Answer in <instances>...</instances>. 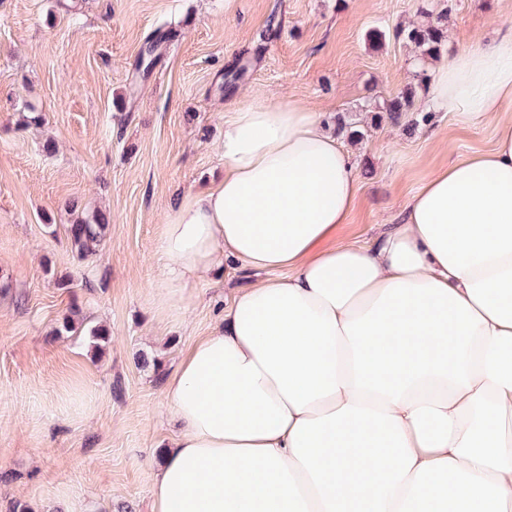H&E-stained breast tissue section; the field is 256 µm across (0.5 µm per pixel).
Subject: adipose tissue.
Returning <instances> with one entry per match:
<instances>
[{
    "label": "adipose tissue",
    "mask_w": 512,
    "mask_h": 512,
    "mask_svg": "<svg viewBox=\"0 0 512 512\" xmlns=\"http://www.w3.org/2000/svg\"><path fill=\"white\" fill-rule=\"evenodd\" d=\"M437 109L497 123L367 246L331 244L358 184L328 113L224 120V177L158 240L180 310L225 262L263 272L164 381L179 429L151 512H512V48L437 66Z\"/></svg>",
    "instance_id": "1"
}]
</instances>
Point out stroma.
<instances>
[{
    "label": "stroma",
    "mask_w": 512,
    "mask_h": 512,
    "mask_svg": "<svg viewBox=\"0 0 512 512\" xmlns=\"http://www.w3.org/2000/svg\"><path fill=\"white\" fill-rule=\"evenodd\" d=\"M429 9L448 13L441 62L512 39V0H0V512H149L177 432L164 379L247 283L228 266L181 311L154 299L161 226L223 175L226 113L290 99L363 132L339 243L370 242L434 170L494 147V125L421 122L424 91L400 123L378 112L427 65L396 30ZM159 27L171 39L139 76ZM242 58L248 75L225 87ZM93 212L111 231L81 261L66 227ZM69 317L108 329L102 352Z\"/></svg>",
    "instance_id": "1"
}]
</instances>
